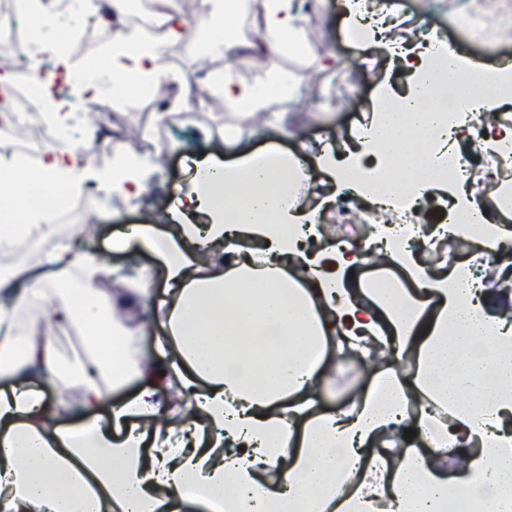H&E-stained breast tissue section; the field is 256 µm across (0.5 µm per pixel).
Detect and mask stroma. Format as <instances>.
Returning <instances> with one entry per match:
<instances>
[{
    "instance_id": "stroma-1",
    "label": "stroma",
    "mask_w": 512,
    "mask_h": 512,
    "mask_svg": "<svg viewBox=\"0 0 512 512\" xmlns=\"http://www.w3.org/2000/svg\"><path fill=\"white\" fill-rule=\"evenodd\" d=\"M396 4L401 22L400 41L408 42L415 37L419 21L434 19L440 21L448 42L459 54L488 65L512 61V40L490 39L481 32L460 28L458 0H396ZM295 6L303 18L308 44L320 53L332 51L336 56L334 63L315 68L305 58L281 55L258 62L246 56L234 61L238 80L246 84L257 83L269 69L293 74L294 94L279 106L293 122L288 137L278 136L268 122L261 128H252L251 117L243 108L208 105L211 88L204 83L196 87L193 99L182 105L185 120L164 127L148 120L158 108L154 96L135 95L120 87L105 91L100 101L112 116L110 141L116 146L115 152L136 157L149 172L151 181H165L168 192L163 195L150 189L135 201L95 194L100 231L88 239L73 238L78 253L90 257L106 254L113 236L125 232L127 226L141 223L145 212L165 211L169 195L189 188L190 169L200 154L210 152L230 161L241 152L271 146L288 151L304 144L319 147L346 134L348 125L364 122L371 115L374 94L379 86H389L398 94L406 92V71L392 63L388 54L363 47L342 28L338 0H322L318 5L312 0H295ZM60 25L74 33L71 57L82 71L110 64L112 33L99 23L97 17L69 15L62 18ZM167 64L173 74L191 78L208 72L219 74L224 70L222 57L199 55L188 44L173 48ZM347 78L362 86L364 93L360 99L345 104L338 98V85ZM228 126L244 129L245 135L238 145L225 146L224 129ZM311 175L318 191L308 197L306 207H322L324 222L334 233L348 235L353 240L362 237L364 229L360 224L346 221L335 204L323 203V196L333 191L326 175L316 169ZM153 262L149 253L130 248L116 266L106 270L98 283L102 293L123 307L124 325L142 329V345L147 350L153 348L159 331L145 326L143 313L130 300L126 287L128 280L140 278L142 270L151 267ZM343 363V371L337 376L331 395L320 398L322 408L330 409L351 399L372 376L371 367L360 357L344 358Z\"/></svg>"
}]
</instances>
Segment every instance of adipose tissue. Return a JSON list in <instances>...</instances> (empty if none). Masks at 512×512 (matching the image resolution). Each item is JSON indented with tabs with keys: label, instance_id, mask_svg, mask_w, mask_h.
<instances>
[{
	"label": "adipose tissue",
	"instance_id": "1",
	"mask_svg": "<svg viewBox=\"0 0 512 512\" xmlns=\"http://www.w3.org/2000/svg\"><path fill=\"white\" fill-rule=\"evenodd\" d=\"M155 2L152 33L126 27L125 0H100L112 18V68L84 92L175 83L167 53L191 32L208 56L229 60L247 46L238 25L247 0H209L208 13L192 19L177 0ZM340 8L346 30L368 22L370 46L389 52L410 85L397 98L379 88L364 135L339 150L322 147L318 168L385 215L400 198L417 208L437 192L450 224L416 225L408 245L382 224L373 238L339 249L275 176L299 177L295 155L268 149L267 167L254 153L228 162L205 155L190 192L167 210L174 232L136 224L112 245L149 251L164 270L168 299L130 291L164 328L151 355L98 290L102 261L73 251L54 211L1 224L0 251L17 260L0 273V292L14 297L13 313L0 314V378L9 381L0 389V512H448L483 497L512 512V321L504 316L512 292L484 287L468 259L426 267L417 249L450 236L479 245L485 266H512L502 254L512 226L481 213L446 164L449 142L471 136L475 113L505 106L497 91L512 63L400 47L383 18L364 19L361 0ZM261 45L307 54L294 0H265ZM292 83L269 71L245 86L228 68L218 98L260 111ZM447 87L450 109L440 100ZM65 106L55 102L47 127L54 139L40 165L44 190L91 184L139 197L146 186L133 160L118 154L111 170L93 172L78 148L56 139L72 118ZM372 254L403 269L411 287H366L357 271ZM73 279L80 307L69 299ZM49 322L88 327L89 355L62 367ZM349 348L373 360L371 383L349 404L317 409L340 366L329 350ZM106 375L113 388L139 389L112 402L100 385ZM39 378L56 387L77 379L79 407L47 401ZM173 390L190 399L179 424L168 421Z\"/></svg>",
	"mask_w": 512,
	"mask_h": 512
}]
</instances>
